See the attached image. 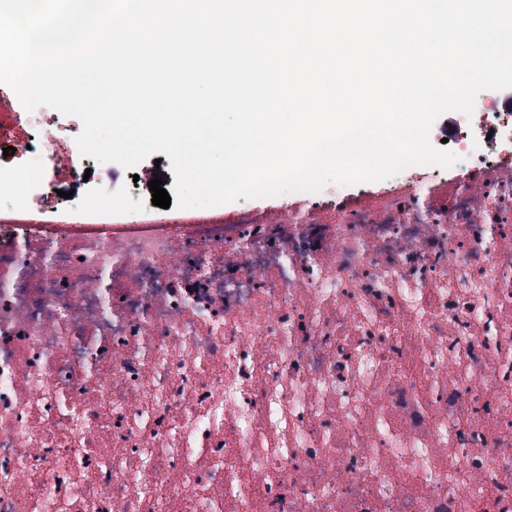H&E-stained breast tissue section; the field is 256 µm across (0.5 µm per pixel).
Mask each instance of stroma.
Wrapping results in <instances>:
<instances>
[{"mask_svg":"<svg viewBox=\"0 0 512 512\" xmlns=\"http://www.w3.org/2000/svg\"><path fill=\"white\" fill-rule=\"evenodd\" d=\"M35 167L40 168L44 182L39 189L29 186L28 174ZM81 169V160L77 157L71 164L56 166L35 153L23 157L0 154V221H72L67 193H74L79 198L98 187L111 191L112 211L85 216V223L90 225L225 222L245 207L262 217L276 218L288 208L307 209L336 192L335 185L330 184L323 191L304 197L288 193L259 199L241 198L211 208L180 209L172 206L163 209L153 205L149 183L158 179L166 191H173L175 175L168 156H161L157 161L146 158L131 170L116 163H103L87 178L82 176Z\"/></svg>","mask_w":512,"mask_h":512,"instance_id":"stroma-1","label":"stroma"}]
</instances>
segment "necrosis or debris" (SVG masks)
I'll use <instances>...</instances> for the list:
<instances>
[{
    "label": "necrosis or debris",
    "instance_id": "obj_1",
    "mask_svg": "<svg viewBox=\"0 0 512 512\" xmlns=\"http://www.w3.org/2000/svg\"><path fill=\"white\" fill-rule=\"evenodd\" d=\"M475 107L424 193L0 224V512H512V113Z\"/></svg>",
    "mask_w": 512,
    "mask_h": 512
}]
</instances>
